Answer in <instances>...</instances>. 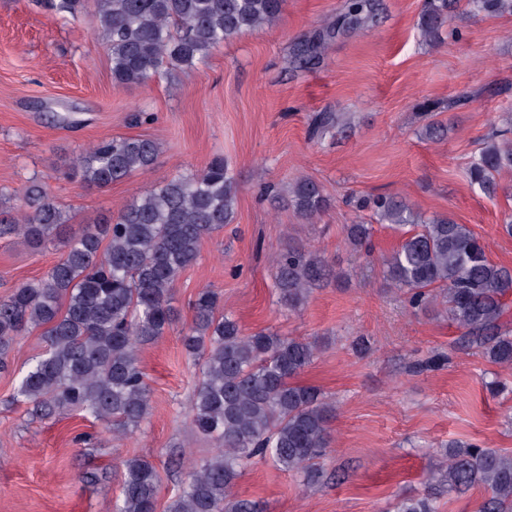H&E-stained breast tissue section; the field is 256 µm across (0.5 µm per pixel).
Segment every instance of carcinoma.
<instances>
[{"instance_id": "obj_1", "label": "carcinoma", "mask_w": 512, "mask_h": 512, "mask_svg": "<svg viewBox=\"0 0 512 512\" xmlns=\"http://www.w3.org/2000/svg\"><path fill=\"white\" fill-rule=\"evenodd\" d=\"M459 0H425L416 26L429 43L440 39ZM98 32L112 61L117 87L145 86L164 70H187L231 38L280 18L284 0H93ZM485 15H512V0H467ZM370 0H349L339 24L363 26ZM324 40L306 42L296 59L320 62ZM340 114L320 112L314 132L339 125ZM446 125L432 119L423 138L440 140ZM150 139L111 138L82 151L64 175L88 188H105L157 163ZM512 170V116L481 142L466 167L470 184L498 193L497 177ZM238 187L221 158L134 196L117 217L69 231L65 212L38 182L21 192L23 208L0 206V238L20 236L38 248L56 240L65 252L39 279L0 299V368L18 336L43 329L45 349L16 389L44 417L80 413L109 431L127 435L149 415L150 390L139 366L140 347L164 336L178 319L172 305L181 273L198 258L202 241L234 221ZM295 214L311 222L328 206L322 185L302 176L288 191ZM377 221L403 232L383 257L389 284L405 290L414 309L430 307L461 330L459 341L489 362L512 366V267L489 260L485 245L467 225L447 214L424 218L399 197L370 202ZM373 226L350 224L355 246L370 240ZM335 277L328 261L290 247L275 259L280 305L299 308ZM221 296L198 291L193 318L183 331L185 353L201 362L188 414L191 428L212 438L215 453L190 464L188 479L167 512H262L235 491L244 467L260 457L308 485L322 477L317 460L329 446L335 404L319 389L297 381L316 348L297 337L260 330L246 333L220 311ZM121 503L116 512H156L158 473L134 456L119 463ZM431 491L402 498L396 512H437L436 489L488 492L478 512H512V454L475 444H448L446 469L430 474Z\"/></svg>"}]
</instances>
